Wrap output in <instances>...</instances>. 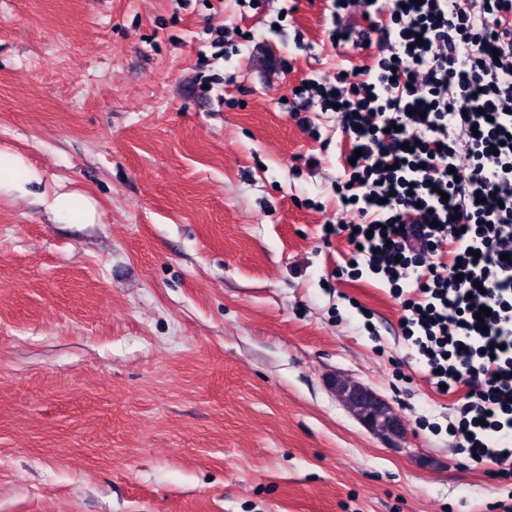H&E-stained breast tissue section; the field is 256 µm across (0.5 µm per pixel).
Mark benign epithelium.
<instances>
[{"instance_id": "obj_1", "label": "benign epithelium", "mask_w": 512, "mask_h": 512, "mask_svg": "<svg viewBox=\"0 0 512 512\" xmlns=\"http://www.w3.org/2000/svg\"><path fill=\"white\" fill-rule=\"evenodd\" d=\"M336 393L365 427L386 438L401 437L397 413L375 392L359 383L338 380Z\"/></svg>"}]
</instances>
